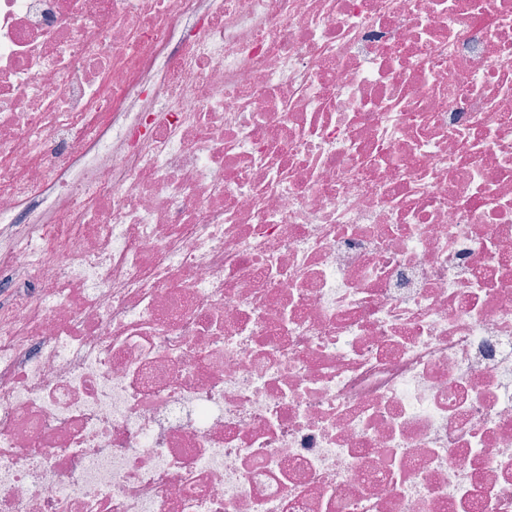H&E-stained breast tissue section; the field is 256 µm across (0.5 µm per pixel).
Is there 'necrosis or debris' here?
<instances>
[{
  "instance_id": "4bbe7bcc",
  "label": "necrosis or debris",
  "mask_w": 512,
  "mask_h": 512,
  "mask_svg": "<svg viewBox=\"0 0 512 512\" xmlns=\"http://www.w3.org/2000/svg\"><path fill=\"white\" fill-rule=\"evenodd\" d=\"M0 512H512V0H0Z\"/></svg>"
}]
</instances>
